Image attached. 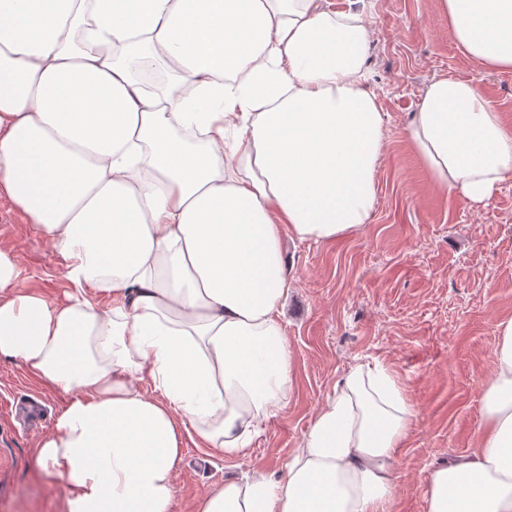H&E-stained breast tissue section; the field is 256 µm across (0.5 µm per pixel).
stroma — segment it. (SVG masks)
<instances>
[{
	"instance_id": "35a3bbf8",
	"label": "stroma",
	"mask_w": 512,
	"mask_h": 512,
	"mask_svg": "<svg viewBox=\"0 0 512 512\" xmlns=\"http://www.w3.org/2000/svg\"><path fill=\"white\" fill-rule=\"evenodd\" d=\"M370 83L387 139L367 224L332 243L285 238L293 281L282 320L290 347L288 405L237 466L184 438L173 512H196L224 479L281 478L335 385L381 362L410 397L416 419L395 462L391 512H425L426 475L470 453L483 428L499 321L512 318V179L483 204L438 188L406 137L428 84L478 81L512 125V71L463 56L439 0H370ZM0 249L19 281L53 302L69 284L60 257L25 216L0 206ZM65 401L15 362L0 361V512H64V482L39 467V441Z\"/></svg>"
}]
</instances>
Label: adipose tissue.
I'll list each match as a JSON object with an SVG mask.
<instances>
[{"mask_svg":"<svg viewBox=\"0 0 512 512\" xmlns=\"http://www.w3.org/2000/svg\"><path fill=\"white\" fill-rule=\"evenodd\" d=\"M440 9L465 55L512 70V0ZM369 41L329 0H0V202L70 284L61 304L21 289L0 249V358L67 397L37 449L64 512H172L184 433L242 460L287 405L282 241L343 238L375 205ZM407 138L471 204L512 179V126L475 81L431 82ZM498 336L484 429L430 471L426 512H512V319ZM415 417L388 368L356 366L283 478L224 481L196 512H388Z\"/></svg>","mask_w":512,"mask_h":512,"instance_id":"1","label":"adipose tissue"}]
</instances>
